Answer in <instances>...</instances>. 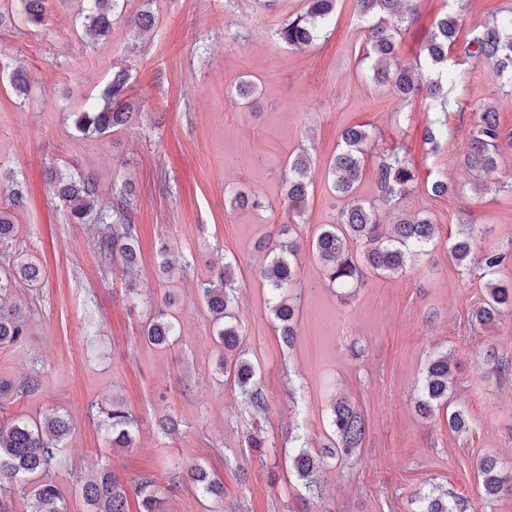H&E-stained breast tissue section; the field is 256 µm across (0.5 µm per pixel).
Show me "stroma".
<instances>
[{"label": "stroma", "mask_w": 512, "mask_h": 512, "mask_svg": "<svg viewBox=\"0 0 512 512\" xmlns=\"http://www.w3.org/2000/svg\"><path fill=\"white\" fill-rule=\"evenodd\" d=\"M447 0H417L416 20L403 25L401 58L417 54ZM305 0H120L112 32L88 47L79 34L83 0H53L38 35L0 29V193L10 179L29 189L17 211L19 250L42 276L0 294L19 307L28 326L22 344L0 346V381L37 376L39 388L12 398L9 416L27 420L52 411L71 431L63 463L52 476L67 512H88L79 477L100 468L126 484L149 476L163 512H207L209 498L182 475L202 466L224 486L223 512H415L417 496L449 491L468 512H512V497L484 499L478 463L494 457L512 475V374L500 375L484 351L512 358V312L494 326L469 327L466 311L483 297L482 280L459 274L448 248L459 224L474 225L482 246L512 248V154L488 177L492 193L475 194L461 158L475 110L491 104L512 129V96L489 68L466 71L448 93V141L439 152L423 142L433 103L405 102L372 79L364 60V22L356 0H337L329 38L294 50L277 30ZM156 22L145 34L137 14ZM29 79L26 95L8 83V69ZM128 72L136 122L86 138L63 122L67 112L100 97L112 75ZM256 86V106L231 95L239 81ZM368 124L379 147L406 143L421 181L443 178L451 194L422 188L380 214L430 216L438 227L431 253L402 274L365 275L339 293L329 285L309 245L347 204L326 177L342 131ZM308 151L315 167L304 219L295 231L302 299L293 347L282 343L275 296L260 268L257 240L275 233L283 210L288 159ZM97 178L113 198L133 189L139 264L132 280L102 266L93 241L100 227L71 224L49 189L46 168ZM166 178L171 191L157 186ZM259 194L265 208H240L234 191ZM168 243L175 273L159 270L157 249ZM232 263V312L240 348L258 370L268 409L253 414L237 386L224 380V350L199 295L217 267ZM174 293L178 336L167 346L142 337L146 295ZM451 352L457 362L449 409H463L470 429L448 430L445 417L420 418L414 401L430 359ZM124 399L137 421L132 448H118L99 422L96 405ZM346 399L367 421L361 448L325 460L322 492L309 496L290 468L296 445L320 448L331 432L332 406ZM172 415L175 433L158 420ZM259 434L266 448L248 447Z\"/></svg>", "instance_id": "obj_1"}]
</instances>
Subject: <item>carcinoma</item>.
<instances>
[{
    "label": "carcinoma",
    "instance_id": "carcinoma-1",
    "mask_svg": "<svg viewBox=\"0 0 512 512\" xmlns=\"http://www.w3.org/2000/svg\"><path fill=\"white\" fill-rule=\"evenodd\" d=\"M23 9L18 17L24 31L36 33L47 27L48 0H19ZM118 0H92L85 17L84 34L93 45L112 29V13ZM360 15L368 18V29L363 46V58L373 62V80L392 87L396 94L408 101L420 95L439 106L424 135V143L435 152L440 142L448 139V87L464 82V72L448 67L450 49L458 42L461 32H467L465 55L467 63L488 65L499 77L507 78L504 87L512 90V16L504 15L493 22L468 25V0H452L450 11L437 18L426 36L421 52L406 62L397 51V36L403 24L413 20L415 9L411 0H357ZM336 8V0H306L302 12L288 19L278 29L279 39L290 47L308 46L321 37H327V27ZM127 74L123 70L112 76V81L101 96V102L86 103L69 112L64 122L85 136L103 135L125 126L135 116L128 102ZM342 145L328 165L331 189L349 199L334 224H326L312 242V251L322 265L325 277L338 288H348L367 273L382 277L398 274L417 258L428 254L436 237L437 227L424 215L402 213L389 234L380 232L377 221L380 209L395 210L400 200L415 191L419 173L409 158L410 149L395 145L378 150L371 133L361 126L350 127L341 134ZM512 149V131L504 130L492 106L479 108L473 134L463 156V163L477 176L473 190H488L484 176L494 172L502 153ZM373 158V175L379 190L378 198L369 202L356 195L363 179L366 158ZM314 170L303 152L288 160V173L283 176L285 209L291 218H302L303 208L313 184ZM54 191L63 201L71 224H103L108 232L97 236L96 253L106 264L114 258L121 260L126 270L136 267L134 243L137 239L135 205L130 195H121L116 202H104L97 181L90 175L59 176ZM27 189L14 181L0 196V246L16 241L20 225L16 211L26 201ZM359 247L355 251L352 246ZM262 249L273 254L270 264L262 270L271 289L288 292L274 306L282 343L292 347L296 336V311L301 301L298 284L299 239L292 236L289 224L281 225L277 237L267 239ZM449 253L454 265L466 275H477L486 280L485 299L467 312L471 326L495 323L504 312L512 310V287L496 278L499 271L512 263V252L478 245L473 228L464 225L458 231ZM20 282L39 281L36 262L21 251L7 248L0 254V271ZM235 274L231 264L220 269L215 278L202 285V298L213 321L217 323L218 342L224 347L222 372L247 395L248 404L255 413L267 410V401L257 377L255 366L236 353L240 331L232 322L231 308L236 300ZM146 321L143 338L155 346H166L175 336L174 316L168 312L171 301L162 299ZM26 336V326L11 311L0 308V345H18ZM486 359L495 369L507 375L512 371V359L491 349ZM452 383V359L444 353L431 359L427 365L422 387L416 401V411L424 418L433 416L448 403ZM34 377L27 378L15 388L0 386V508L16 486L30 485V496L35 507L32 512H67L57 483L50 472L62 462V445L69 432L65 416L52 412L39 420L10 418L7 415L9 399L13 394L29 395L37 390ZM448 430L459 434L469 430V422L462 410L447 416ZM136 420L118 399L112 400L107 412V425L112 433V444L119 448L133 447V429ZM366 418L345 400L338 401L332 410L333 445L323 454H312L301 448L291 458V469L303 482L305 490L318 493L322 455L347 456L361 447L366 434ZM479 481L486 499L512 492V477L501 474L497 461L484 458L479 465ZM184 480L216 501L223 499L224 488L210 479L199 465L191 466ZM142 493L141 512H161L162 500L151 493L152 481L139 479ZM83 497L89 512H127L128 488L112 471L105 468L83 480ZM452 493L419 498L418 512H454Z\"/></svg>",
    "mask_w": 512,
    "mask_h": 512
}]
</instances>
